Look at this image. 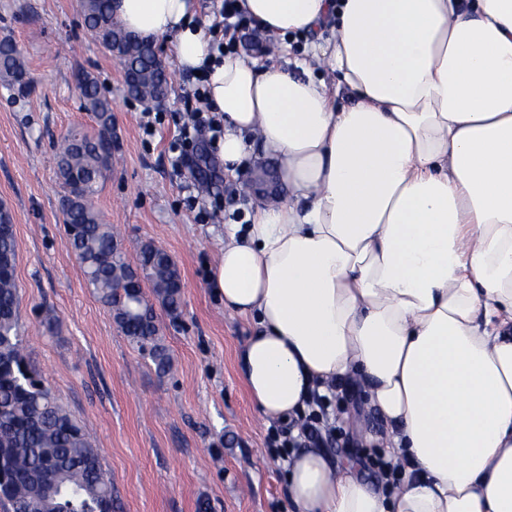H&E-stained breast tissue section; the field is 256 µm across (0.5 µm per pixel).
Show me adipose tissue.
Listing matches in <instances>:
<instances>
[{"label":"adipose tissue","mask_w":512,"mask_h":512,"mask_svg":"<svg viewBox=\"0 0 512 512\" xmlns=\"http://www.w3.org/2000/svg\"><path fill=\"white\" fill-rule=\"evenodd\" d=\"M111 5L208 68L226 174L277 167L278 201L225 225L212 275L255 326L251 401L286 422L349 381L388 426L372 442L399 482L298 448L290 512H512V0H238L279 38L263 57L218 56L195 0ZM292 34L311 42L289 70Z\"/></svg>","instance_id":"1"}]
</instances>
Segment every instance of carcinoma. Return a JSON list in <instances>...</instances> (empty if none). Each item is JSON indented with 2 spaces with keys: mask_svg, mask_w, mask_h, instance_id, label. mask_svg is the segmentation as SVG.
<instances>
[{
  "mask_svg": "<svg viewBox=\"0 0 512 512\" xmlns=\"http://www.w3.org/2000/svg\"><path fill=\"white\" fill-rule=\"evenodd\" d=\"M85 23L119 59L129 95L153 102L167 92L166 67L151 43L122 29L111 0H83ZM0 82L25 91L29 73L17 46L0 40ZM83 107L97 131L65 136L56 148L57 173L68 196L64 224L88 287L107 307L121 332L148 356L159 375L172 359L159 337L155 305L176 320L182 312V277L172 257L148 242L138 267L125 258L112 225L91 203L112 163L104 148L112 144V103L87 72L79 80ZM16 237L12 217L0 210V455L7 459L11 512L28 503L32 512H112V477L103 468L86 429L57 400L41 374L23 354L19 291L15 277ZM154 299H149L143 283ZM54 461V468L44 464Z\"/></svg>",
  "mask_w": 512,
  "mask_h": 512,
  "instance_id": "cac0c4a2",
  "label": "carcinoma"
}]
</instances>
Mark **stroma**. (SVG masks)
Masks as SVG:
<instances>
[{
  "label": "stroma",
  "mask_w": 512,
  "mask_h": 512,
  "mask_svg": "<svg viewBox=\"0 0 512 512\" xmlns=\"http://www.w3.org/2000/svg\"><path fill=\"white\" fill-rule=\"evenodd\" d=\"M3 38L17 45L32 79L23 96L0 86V206L15 229L24 354L111 473L112 512H197L202 500L209 512H287L277 425L250 401L238 361L253 326L230 317L210 283L225 225L242 222L257 201L241 188L232 196L215 188L222 219L213 223L189 206L193 177L173 166L170 146L187 121L190 84L169 40L157 43L171 76L168 95L147 107L128 98L122 67L86 25L81 0H0ZM83 71L111 100L120 141L95 209L117 227L129 262L151 242L181 272L180 318L158 316L173 363L163 377L87 288L66 234L54 143L96 129L76 85ZM46 310L54 326L45 324ZM329 410L345 434L330 449L334 462L356 463L360 476L376 479V448L363 434L384 432L383 420L355 388H337Z\"/></svg>",
  "instance_id": "stroma-1"
}]
</instances>
